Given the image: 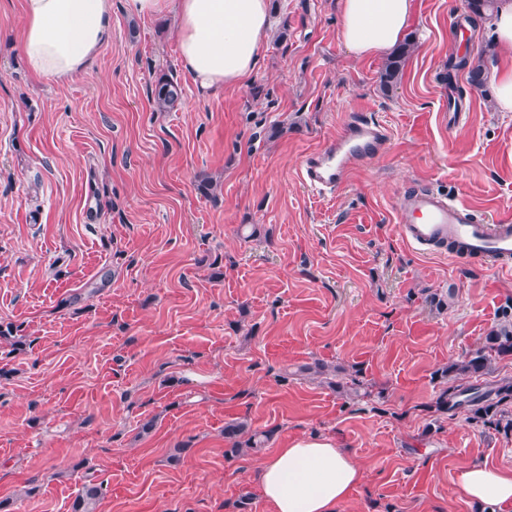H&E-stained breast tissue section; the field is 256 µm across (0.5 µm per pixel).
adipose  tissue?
<instances>
[{
  "label": "adipose tissue",
  "mask_w": 512,
  "mask_h": 512,
  "mask_svg": "<svg viewBox=\"0 0 512 512\" xmlns=\"http://www.w3.org/2000/svg\"><path fill=\"white\" fill-rule=\"evenodd\" d=\"M130 13L175 24L178 63L202 94L242 85L255 71L268 28L267 0H126ZM18 42L32 75L65 85L112 37V0H23ZM414 0H340L341 36L355 57L395 48L413 20ZM499 61L488 75L498 111L512 112V0L491 20ZM365 474L336 440L301 436L273 449L255 479L269 512H339ZM460 496L483 512H512V468L471 461L459 467Z\"/></svg>",
  "instance_id": "1"
}]
</instances>
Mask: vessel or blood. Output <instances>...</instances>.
<instances>
[{"instance_id":"vessel-or-blood-1","label":"vessel or blood","mask_w":512,"mask_h":512,"mask_svg":"<svg viewBox=\"0 0 512 512\" xmlns=\"http://www.w3.org/2000/svg\"><path fill=\"white\" fill-rule=\"evenodd\" d=\"M388 141L383 124L355 115L339 137L305 156L303 178L315 190H336L350 170L374 160ZM396 209L401 215L400 236L419 253H438L453 260L464 253L497 270H512L511 213L484 221L477 218L472 206L425 188L404 192Z\"/></svg>"}]
</instances>
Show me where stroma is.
Here are the masks:
<instances>
[{"label":"stroma","instance_id":"35a3bbf8","mask_svg":"<svg viewBox=\"0 0 512 512\" xmlns=\"http://www.w3.org/2000/svg\"><path fill=\"white\" fill-rule=\"evenodd\" d=\"M414 4L390 88L385 57L344 46L338 0H272L250 82L213 96L182 79L159 112L156 75L180 73L170 18L112 0L111 42L62 89L18 51L22 0H0V325L23 339L0 344V512H71L89 481L97 512H267L255 470L303 434L365 469L339 512H480L457 468H512V434L428 407L436 370L512 304V272L418 253L395 202L426 186L512 207V112L448 69L496 65L491 29L464 0ZM357 113L389 126L386 149L312 191L304 157ZM317 361L361 370L373 403L297 375ZM235 419L271 439L225 456ZM415 46L413 38H407L387 59L384 73L382 75L383 84L388 86L394 81L402 70L408 56L412 53ZM153 102L159 112L172 111L181 101V84L168 73L157 74L152 89Z\"/></svg>","mask_w":512,"mask_h":512}]
</instances>
